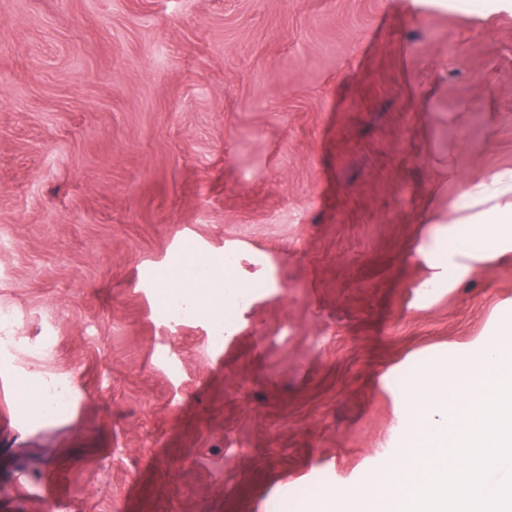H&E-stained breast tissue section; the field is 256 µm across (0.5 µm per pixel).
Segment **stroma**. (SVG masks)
Listing matches in <instances>:
<instances>
[{"instance_id":"35a3bbf8","label":"stroma","mask_w":512,"mask_h":512,"mask_svg":"<svg viewBox=\"0 0 512 512\" xmlns=\"http://www.w3.org/2000/svg\"><path fill=\"white\" fill-rule=\"evenodd\" d=\"M512 169L495 0H0V512H311L393 467L402 378L512 314V251L429 286L423 218ZM251 257L224 340L160 277Z\"/></svg>"}]
</instances>
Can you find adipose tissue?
I'll use <instances>...</instances> for the list:
<instances>
[{
	"mask_svg": "<svg viewBox=\"0 0 512 512\" xmlns=\"http://www.w3.org/2000/svg\"><path fill=\"white\" fill-rule=\"evenodd\" d=\"M512 246V171L493 173L486 181L466 186L463 203L449 212L441 227L430 237L423 252L440 283L456 280L461 271L494 258ZM184 282L186 289L204 287L220 295L225 282L247 290L251 279L241 267L211 265L204 280L184 272L165 273L163 284Z\"/></svg>",
	"mask_w": 512,
	"mask_h": 512,
	"instance_id": "1",
	"label": "adipose tissue"
}]
</instances>
